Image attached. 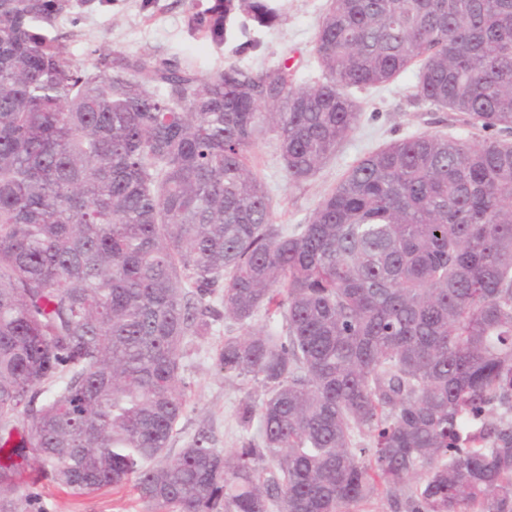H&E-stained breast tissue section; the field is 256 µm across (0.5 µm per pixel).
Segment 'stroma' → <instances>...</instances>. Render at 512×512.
<instances>
[{
	"label": "stroma",
	"instance_id": "stroma-1",
	"mask_svg": "<svg viewBox=\"0 0 512 512\" xmlns=\"http://www.w3.org/2000/svg\"><path fill=\"white\" fill-rule=\"evenodd\" d=\"M209 3L210 0H71L70 9L54 20L51 32L61 36L66 51L81 66L92 65V52L100 49L169 59L193 68L202 77L231 63L264 70L285 62L293 66L297 84L321 79L311 45L328 0H276L278 22L257 30L260 50L244 52L237 51L235 42L218 46L190 29L188 17L194 6ZM414 82L415 73L410 70L389 84L354 90L362 107L356 129L307 179L288 180L274 134L256 142L250 153L251 165L272 199L275 223L291 230L307 223L352 166L393 140L422 133L479 139L480 134L474 129L450 127L447 113L413 104L410 94ZM245 331V326L222 320L208 335L195 339L185 360L191 385L190 406L179 423L180 433L173 450H180L185 438L201 427L213 432L218 447H239L243 432L237 409L244 400L260 401L263 390L252 382L223 378L213 369L211 357L225 337L240 336ZM20 484L36 488L41 512H148L147 505L129 488L79 496L29 472L22 475Z\"/></svg>",
	"mask_w": 512,
	"mask_h": 512
}]
</instances>
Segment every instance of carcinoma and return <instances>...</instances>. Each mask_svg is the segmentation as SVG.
Segmentation results:
<instances>
[{
    "instance_id": "carcinoma-1",
    "label": "carcinoma",
    "mask_w": 512,
    "mask_h": 512,
    "mask_svg": "<svg viewBox=\"0 0 512 512\" xmlns=\"http://www.w3.org/2000/svg\"><path fill=\"white\" fill-rule=\"evenodd\" d=\"M274 2L189 25L221 45ZM68 8L0 0V512H31L23 466L131 481L149 512H512V0H329L304 87L284 63L81 67L46 29ZM412 67L415 101L485 137L392 141L273 223L259 136L306 179L357 127L351 90ZM223 318L248 331L213 366L261 384L257 437L171 458L187 347Z\"/></svg>"
}]
</instances>
